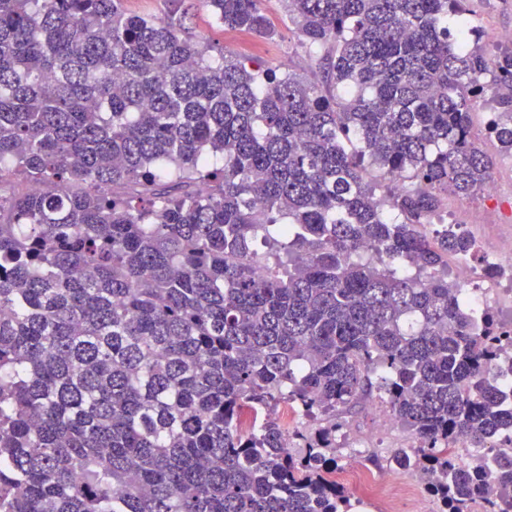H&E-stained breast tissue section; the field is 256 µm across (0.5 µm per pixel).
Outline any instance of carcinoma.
<instances>
[{
    "label": "carcinoma",
    "mask_w": 512,
    "mask_h": 512,
    "mask_svg": "<svg viewBox=\"0 0 512 512\" xmlns=\"http://www.w3.org/2000/svg\"><path fill=\"white\" fill-rule=\"evenodd\" d=\"M263 2L197 0L273 38ZM166 3L0 0V188L41 186L0 194V512H348L336 416L373 398L412 439L374 467L512 512L503 325L448 281L475 240L429 229L491 176L479 101L512 155V48L450 32L467 0H281L304 82ZM125 11L143 16L163 17L166 11L165 0H123Z\"/></svg>",
    "instance_id": "1"
}]
</instances>
